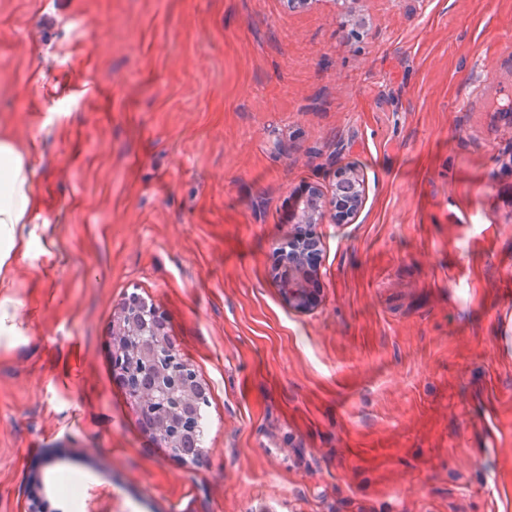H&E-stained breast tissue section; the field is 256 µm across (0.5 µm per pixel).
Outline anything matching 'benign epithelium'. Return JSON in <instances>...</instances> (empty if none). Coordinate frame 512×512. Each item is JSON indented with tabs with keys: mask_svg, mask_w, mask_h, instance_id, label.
I'll use <instances>...</instances> for the list:
<instances>
[{
	"mask_svg": "<svg viewBox=\"0 0 512 512\" xmlns=\"http://www.w3.org/2000/svg\"><path fill=\"white\" fill-rule=\"evenodd\" d=\"M364 200V173L344 165L336 169V183L329 195L313 190L298 204L293 221L306 228L308 236L288 238L278 252L274 274L294 311H309L314 300L317 269L311 258L321 245L316 226L328 216L338 224L354 223ZM111 365L148 437L175 456L184 454L196 435L199 413L208 402L206 388L167 333L163 310L147 305L136 292L125 297L112 319Z\"/></svg>",
	"mask_w": 512,
	"mask_h": 512,
	"instance_id": "obj_1",
	"label": "benign epithelium"
}]
</instances>
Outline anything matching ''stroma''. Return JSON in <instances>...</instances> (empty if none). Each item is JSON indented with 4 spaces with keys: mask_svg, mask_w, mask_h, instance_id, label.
<instances>
[{
    "mask_svg": "<svg viewBox=\"0 0 512 512\" xmlns=\"http://www.w3.org/2000/svg\"><path fill=\"white\" fill-rule=\"evenodd\" d=\"M512 0H0V512H512ZM318 299L274 279L338 165ZM209 392L202 461L115 381L127 293ZM36 210L29 159L8 134H0V273L24 245L22 229ZM365 200V176L351 165L336 169V183L330 194L313 190L300 201L293 214V223L305 227L308 236L297 239V232L288 238L283 250L278 251L274 277L288 306L298 313L311 309L317 276L311 258L320 250L316 226L324 224L329 215L336 224H352L358 217ZM286 245V246H285ZM288 248V250H287Z\"/></svg>",
    "mask_w": 512,
    "mask_h": 512,
    "instance_id": "1",
    "label": "stroma"
}]
</instances>
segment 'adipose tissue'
I'll use <instances>...</instances> for the list:
<instances>
[{
    "label": "adipose tissue",
    "instance_id": "adipose-tissue-1",
    "mask_svg": "<svg viewBox=\"0 0 512 512\" xmlns=\"http://www.w3.org/2000/svg\"><path fill=\"white\" fill-rule=\"evenodd\" d=\"M37 210L27 155L0 134V267L23 244L22 229Z\"/></svg>",
    "mask_w": 512,
    "mask_h": 512
}]
</instances>
